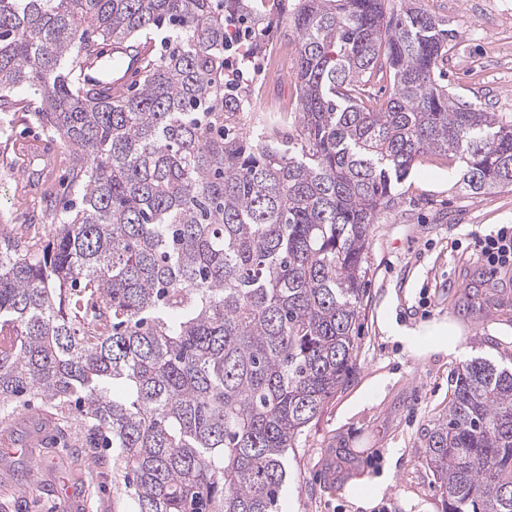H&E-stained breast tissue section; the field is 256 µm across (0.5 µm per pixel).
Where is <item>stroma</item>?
Returning <instances> with one entry per match:
<instances>
[{"mask_svg":"<svg viewBox=\"0 0 512 512\" xmlns=\"http://www.w3.org/2000/svg\"><path fill=\"white\" fill-rule=\"evenodd\" d=\"M453 37L450 90L491 112L512 113V0H421ZM247 94L263 92L285 112L300 108L292 59L279 84L267 83L268 60H252ZM53 143L60 162L42 196L23 181L29 138ZM69 150L34 119L0 137V222L38 224L46 204L69 207ZM457 166L426 156L396 190L395 203L370 226L367 296L357 361L347 384L329 397L288 451L282 512H445L444 499L422 457V435L448 409L458 366L480 356L512 362V271L490 278L475 246L478 236L512 225V188L472 195L457 184ZM406 329L455 323L461 354H409L384 325ZM39 401L7 417L0 445V503L20 512H131L122 478L111 466L88 469L70 455L72 438L55 427L34 432ZM366 479L365 506L346 491ZM73 488L71 504L59 493Z\"/></svg>","mask_w":512,"mask_h":512,"instance_id":"stroma-1","label":"stroma"}]
</instances>
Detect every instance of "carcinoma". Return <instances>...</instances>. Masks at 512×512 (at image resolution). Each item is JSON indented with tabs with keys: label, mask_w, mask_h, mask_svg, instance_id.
<instances>
[{
	"label": "carcinoma",
	"mask_w": 512,
	"mask_h": 512,
	"mask_svg": "<svg viewBox=\"0 0 512 512\" xmlns=\"http://www.w3.org/2000/svg\"><path fill=\"white\" fill-rule=\"evenodd\" d=\"M250 2L0 0V115L32 91L81 196L49 237L0 225V408L40 400L99 459L110 441L133 512H280L288 449L354 368L370 224L415 160L512 187V115L436 82L448 30L416 0H259L299 46L290 128L225 86V14L266 50ZM165 23L135 90L85 85L83 55ZM454 377L426 464L448 512H512V366Z\"/></svg>",
	"instance_id": "1"
}]
</instances>
